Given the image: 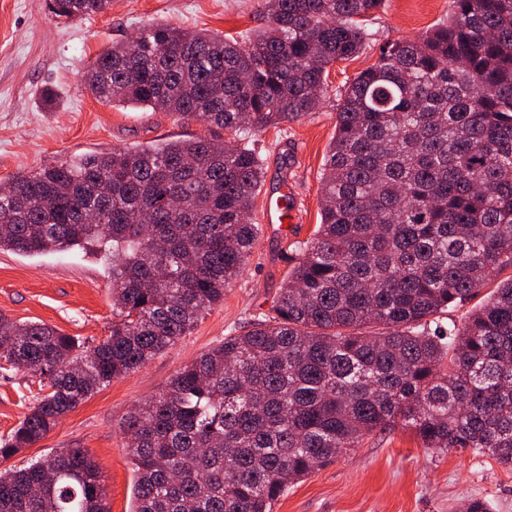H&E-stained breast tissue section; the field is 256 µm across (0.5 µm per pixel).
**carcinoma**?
Segmentation results:
<instances>
[{"label":"carcinoma","mask_w":512,"mask_h":512,"mask_svg":"<svg viewBox=\"0 0 512 512\" xmlns=\"http://www.w3.org/2000/svg\"><path fill=\"white\" fill-rule=\"evenodd\" d=\"M111 2L48 9L73 20ZM382 2L261 0L265 26L243 41L152 24L95 59L85 86L103 102L218 132L0 186V250H95L112 267L113 315L87 346L0 313V369L38 378L1 459L224 301L260 232L263 171L246 140L317 108ZM451 4L448 21L383 45L340 92L320 224L269 312L125 417L131 512H272L288 485L397 427L512 465V277L462 324L432 327L512 268V0ZM0 512L110 510L91 456L67 448L0 471Z\"/></svg>","instance_id":"cac0c4a2"}]
</instances>
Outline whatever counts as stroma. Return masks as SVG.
<instances>
[{
    "label": "stroma",
    "mask_w": 512,
    "mask_h": 512,
    "mask_svg": "<svg viewBox=\"0 0 512 512\" xmlns=\"http://www.w3.org/2000/svg\"><path fill=\"white\" fill-rule=\"evenodd\" d=\"M448 14L449 0H384L367 24L370 39L362 53L331 67L325 104L251 139L265 171L252 208L261 232L223 302L175 345L100 388L39 442L0 459V470L64 448H85L99 467L111 512H131L125 414L270 308L320 222L321 177L339 90L376 62L385 42L416 38ZM160 22L242 40L262 20L259 0H112L107 13L69 23L52 18L46 0H0V185L45 164L210 135L203 122L115 108L84 87V74L102 51ZM282 188L299 200L300 210L291 223H265L269 196ZM0 313L97 344L112 323V272L88 249L38 255L0 250ZM37 390L29 375L0 370V438L21 420ZM471 498L487 502L490 512H512V468L469 450L423 448L411 431L398 428L370 434L359 448L289 486L273 512H460Z\"/></svg>",
    "instance_id": "obj_1"
}]
</instances>
